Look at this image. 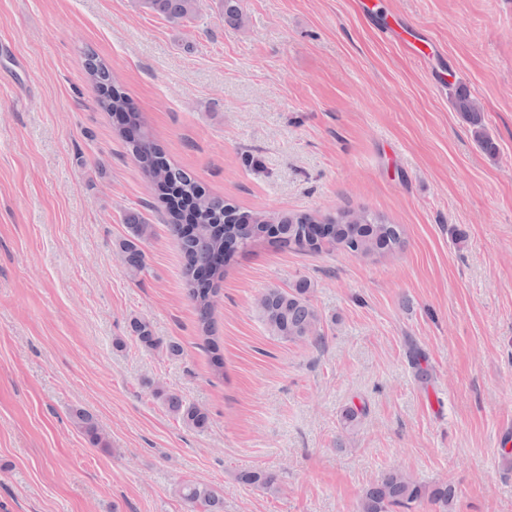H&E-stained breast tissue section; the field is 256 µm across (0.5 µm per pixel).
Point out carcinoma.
I'll list each match as a JSON object with an SVG mask.
<instances>
[{
	"mask_svg": "<svg viewBox=\"0 0 512 512\" xmlns=\"http://www.w3.org/2000/svg\"><path fill=\"white\" fill-rule=\"evenodd\" d=\"M143 7L180 24L197 15L200 0H140ZM83 68L97 93V105L105 112L126 116L118 132L127 143L130 155L153 186L157 199L166 206L169 233L183 253L187 295L197 315L205 342L213 349V366L223 368V358L213 335V311L217 287L224 279L227 267L241 254L262 243L281 249L318 253L327 247H340L356 254L391 252L402 245L399 225L386 222L368 211L338 210L334 215L313 213H281L268 215L242 211L229 198L212 194L192 172L170 163L158 147L152 132L145 128L137 113L132 111L129 97L114 84L109 66L95 54L85 55ZM454 111L472 127L477 144L489 154L496 145L489 136L481 112L464 88H457L453 99ZM127 237L121 252L129 272L137 276L146 269L143 242L151 235L152 225L144 221L139 211H130L125 218ZM258 314L268 332L287 342L321 339L317 312L306 298L301 284L289 290L268 289L258 301ZM131 332L148 351H160L170 357L183 353L182 346L167 343L154 336L150 324L142 319L130 323ZM409 359L419 381L428 379L423 367L424 354L409 345ZM153 394L182 423L202 429L208 415L201 407L186 402L170 388L156 384ZM76 422L88 441L101 448L106 440L99 432L94 417L84 411L75 413ZM242 483L268 492L279 489V476L266 470H248L240 474ZM178 496L188 504L190 512H224V495L201 481H188L177 487ZM441 507L449 508L455 499L453 485L441 483L430 490L407 473L393 469L369 484L358 501V512H394L410 509L422 497Z\"/></svg>",
	"mask_w": 512,
	"mask_h": 512,
	"instance_id": "carcinoma-1",
	"label": "carcinoma"
}]
</instances>
